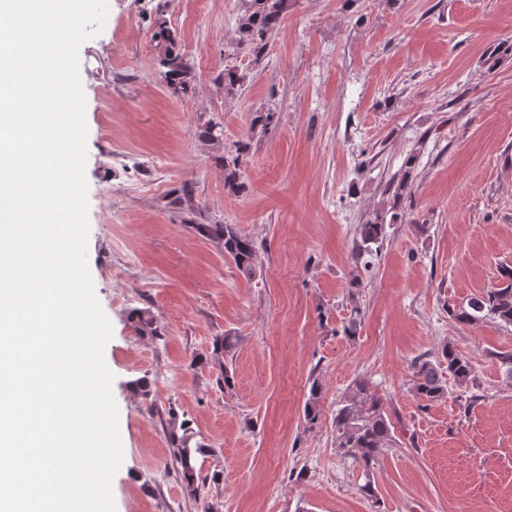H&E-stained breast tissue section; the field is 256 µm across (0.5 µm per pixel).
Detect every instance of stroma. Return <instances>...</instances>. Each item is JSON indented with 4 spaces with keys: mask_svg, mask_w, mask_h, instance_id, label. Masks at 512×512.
<instances>
[{
    "mask_svg": "<svg viewBox=\"0 0 512 512\" xmlns=\"http://www.w3.org/2000/svg\"><path fill=\"white\" fill-rule=\"evenodd\" d=\"M160 5L193 69L187 97L157 73ZM242 13V0H109L79 51L88 264L113 329L104 357L124 449L116 512H512V376L496 358L512 352V326L448 315L512 265V0H289L258 63L235 48ZM228 66L243 77L230 95ZM260 111L274 114L265 132ZM211 121L223 150L247 146L240 191L202 135ZM378 215L380 249L359 254ZM200 224L253 240L255 275ZM135 308L160 338L134 329ZM224 334L237 342L217 360ZM447 342L474 379L421 407L411 362ZM141 378L150 396L134 390ZM357 378L397 438L369 481L335 442ZM173 412L203 444L193 493L170 453ZM384 221L376 217L375 221L367 220L361 225L360 237L361 243L358 244L359 250L370 251L372 245L378 244L384 237Z\"/></svg>",
    "mask_w": 512,
    "mask_h": 512,
    "instance_id": "35a3bbf8",
    "label": "stroma"
}]
</instances>
